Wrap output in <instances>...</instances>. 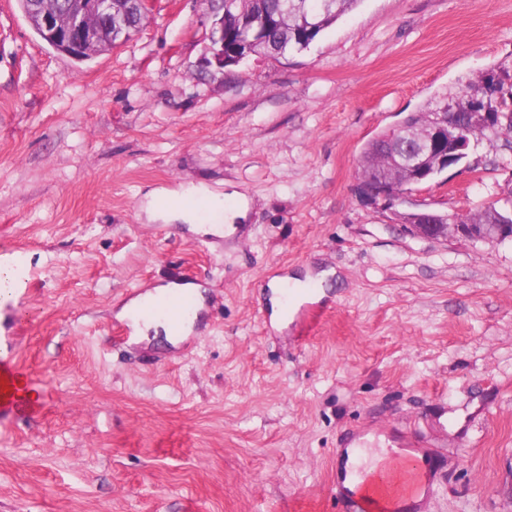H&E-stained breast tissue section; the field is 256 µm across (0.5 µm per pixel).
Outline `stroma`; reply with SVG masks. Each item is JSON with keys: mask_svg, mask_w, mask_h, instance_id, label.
<instances>
[{"mask_svg": "<svg viewBox=\"0 0 512 512\" xmlns=\"http://www.w3.org/2000/svg\"><path fill=\"white\" fill-rule=\"evenodd\" d=\"M211 22L152 0L78 61L0 0V257L27 255L0 363L41 394L0 405V512H345L339 445L391 426L432 456L430 512H512V241L413 237L356 193L368 140L512 76V0H359L308 49L222 70ZM504 140L417 199L512 200ZM191 183L237 191L242 223L150 217ZM288 279L325 306L309 334L273 302ZM171 283L200 289L194 324L124 335ZM164 288H170V287L154 288V290H152V291H147V293H146L147 295L145 297L131 301L128 305H126L124 307V309L122 311V316L126 317V315H127L132 319H135V318L142 319L144 321L143 328L145 330H148L152 327H158V326L165 327L167 330H169L168 327L166 326V324L158 319H154L152 317H142V311L145 308V305L142 303V301L148 297H151L152 295H157V294L161 295Z\"/></svg>", "mask_w": 512, "mask_h": 512, "instance_id": "35a3bbf8", "label": "stroma"}]
</instances>
